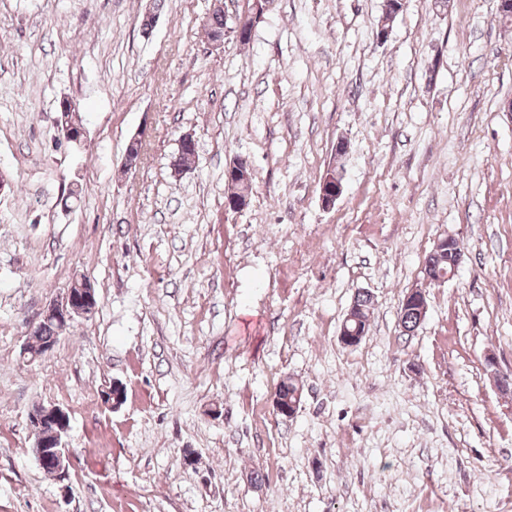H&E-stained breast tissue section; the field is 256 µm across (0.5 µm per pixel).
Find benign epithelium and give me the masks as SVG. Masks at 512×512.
<instances>
[{"label": "benign epithelium", "mask_w": 512, "mask_h": 512, "mask_svg": "<svg viewBox=\"0 0 512 512\" xmlns=\"http://www.w3.org/2000/svg\"><path fill=\"white\" fill-rule=\"evenodd\" d=\"M58 125L63 133V138L68 143L79 144L83 140L84 128L78 124H71L62 118ZM225 179L230 182L241 183L245 186L240 195L229 197L224 206L232 211L244 209L249 202L251 180L254 169L245 158H236L229 163L224 172ZM342 176L330 170L321 181L319 195L322 206L329 209L334 206L336 200L342 195ZM448 250V274L446 279L454 278L463 261L464 248L460 241L454 237H447L437 245V249ZM93 303V285L85 276L72 279L64 289L60 298L52 301L43 311L41 319L54 321L60 331H67L71 323L77 317H87L94 311L90 307ZM363 307L357 302H352L346 324L342 325L339 341L346 347L358 345L366 336L368 329L361 327V313ZM428 311L426 293L421 288L411 289L403 298L400 307V316L411 312L417 316L416 325H421ZM301 392L293 394V398L277 397L275 404L277 411L284 415L293 416L300 404ZM29 428L34 437L33 454L36 462L52 463L56 475L65 478L68 472L69 452L63 441L69 429L70 416L64 408L49 404H41L28 414ZM51 423L53 429L45 431V424Z\"/></svg>", "instance_id": "benign-epithelium-1"}]
</instances>
